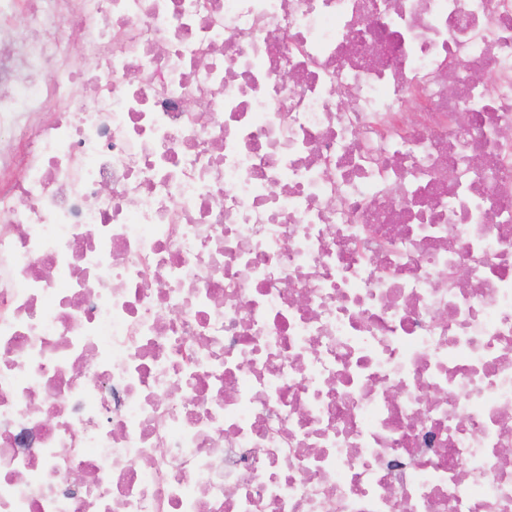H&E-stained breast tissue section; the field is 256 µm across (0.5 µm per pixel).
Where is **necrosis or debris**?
Listing matches in <instances>:
<instances>
[{"label": "necrosis or debris", "mask_w": 512, "mask_h": 512, "mask_svg": "<svg viewBox=\"0 0 512 512\" xmlns=\"http://www.w3.org/2000/svg\"><path fill=\"white\" fill-rule=\"evenodd\" d=\"M19 15L0 512H512V0Z\"/></svg>", "instance_id": "obj_1"}]
</instances>
